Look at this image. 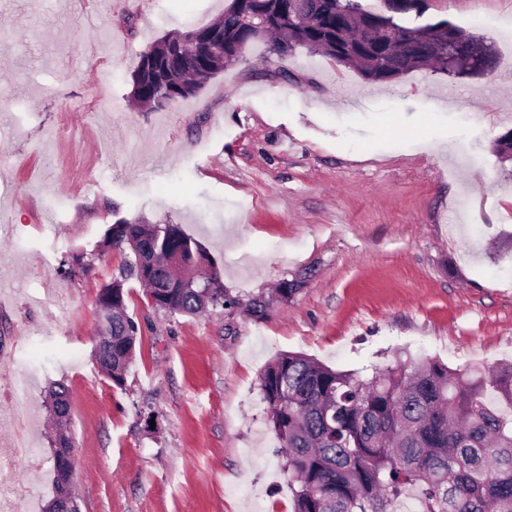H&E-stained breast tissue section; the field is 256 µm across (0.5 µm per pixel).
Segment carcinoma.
Returning <instances> with one entry per match:
<instances>
[{
    "mask_svg": "<svg viewBox=\"0 0 512 512\" xmlns=\"http://www.w3.org/2000/svg\"><path fill=\"white\" fill-rule=\"evenodd\" d=\"M268 25L266 38L286 56L305 49L357 69L366 79L394 82L445 60L407 53L415 29L371 13L356 0H230L207 26L214 38L192 51L199 29L154 42L159 63L133 75L130 96L152 110L195 96L257 41L251 11ZM426 36L462 38L446 22ZM103 245L128 248L112 294V329L96 337L92 356L115 387L125 385L137 341L126 310L125 281L136 278L156 295L155 308L200 315L201 294L228 298L220 271L178 224L119 221ZM305 278L284 280L273 297L250 300L262 318L286 302ZM268 420L281 441L293 512H399L420 491V512H512V362L452 369L433 358L397 351L384 366L336 370L298 353L278 356L262 374Z\"/></svg>",
    "mask_w": 512,
    "mask_h": 512,
    "instance_id": "cac0c4a2",
    "label": "carcinoma"
}]
</instances>
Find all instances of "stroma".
Segmentation results:
<instances>
[{
    "instance_id": "35a3bbf8",
    "label": "stroma",
    "mask_w": 512,
    "mask_h": 512,
    "mask_svg": "<svg viewBox=\"0 0 512 512\" xmlns=\"http://www.w3.org/2000/svg\"><path fill=\"white\" fill-rule=\"evenodd\" d=\"M226 0H0V485L54 493L48 390L69 389L80 512H292L260 379L282 353L340 370L394 352L452 368L512 358V0H425L417 26L480 38L490 72L392 83L264 42L191 98L131 106L158 38L212 23ZM479 12L491 24L475 27ZM110 67L97 87L84 74ZM97 99L94 112L84 103ZM177 224L213 258L227 306L152 308L124 387L92 357L101 289L127 250L117 220ZM307 274L261 319L246 306ZM29 376L30 426L14 416Z\"/></svg>"
}]
</instances>
